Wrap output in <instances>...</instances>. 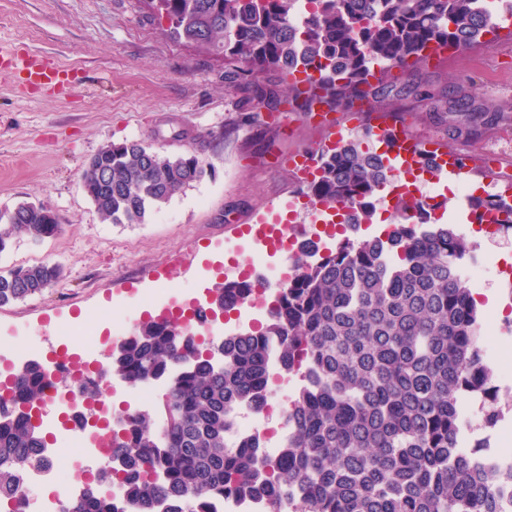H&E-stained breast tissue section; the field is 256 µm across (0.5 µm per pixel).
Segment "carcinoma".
I'll list each match as a JSON object with an SVG mask.
<instances>
[{"label": "carcinoma", "mask_w": 512, "mask_h": 512, "mask_svg": "<svg viewBox=\"0 0 512 512\" xmlns=\"http://www.w3.org/2000/svg\"><path fill=\"white\" fill-rule=\"evenodd\" d=\"M295 0H153L167 35L224 58L225 88L240 96L245 120L284 112H351L364 100L421 103L460 116L454 132L474 137L499 110L457 86L424 89L409 80L429 46L462 49L493 32L484 0H312L298 19ZM407 80L389 78L394 68ZM372 130L321 150L305 194L339 211L383 196L393 181L363 142ZM206 170L192 154L167 155L132 140L102 148L81 187L101 219L143 224ZM482 219L498 211L512 227V201H471ZM390 234L339 240L314 261L298 259L260 330L220 340L171 319L142 322L109 357L127 384L163 379L158 407L125 421L112 444L124 449L120 500L87 488L60 512H210L213 496H265L269 512H502L500 486L512 470L488 467L462 446L461 398L491 391L478 344L480 315L455 275L471 244L452 224H432L429 206L397 205ZM44 204L0 209V254L20 241L58 232ZM62 276L58 264L0 270V306L42 294ZM255 288L224 281L214 316L234 310ZM301 385L289 400L280 456L265 460L256 441L228 443L231 415L263 410L270 348ZM38 365L15 370L0 396V499L16 496L21 476L46 448L33 406L45 400Z\"/></svg>", "instance_id": "carcinoma-1"}]
</instances>
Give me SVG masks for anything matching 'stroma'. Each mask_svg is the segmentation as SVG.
I'll use <instances>...</instances> for the list:
<instances>
[{"instance_id":"stroma-1","label":"stroma","mask_w":512,"mask_h":512,"mask_svg":"<svg viewBox=\"0 0 512 512\" xmlns=\"http://www.w3.org/2000/svg\"><path fill=\"white\" fill-rule=\"evenodd\" d=\"M166 27L140 0H0V46L40 54L77 84L33 87L0 73V209L41 202L59 224L56 235L0 254V269L63 268L42 294L0 307V336L28 340L38 356L60 348L61 328L84 334L107 311H116L118 323H135L141 311L130 307L129 288L198 298L227 269L255 261L241 228L281 210L296 190L289 157L327 138L313 113L248 126L236 97L224 91L223 58L170 40ZM419 78L447 91L469 87L503 107L504 118L465 138L417 107L406 117L410 135L468 160L464 181L471 186H481L486 172L512 183V35L430 60ZM127 140L195 155L206 174L147 223L107 224L81 177L103 147ZM435 217L455 225L486 265L482 324L497 328L512 319V284L496 275L512 249V229L486 240L475 233L469 208L452 198Z\"/></svg>"}]
</instances>
